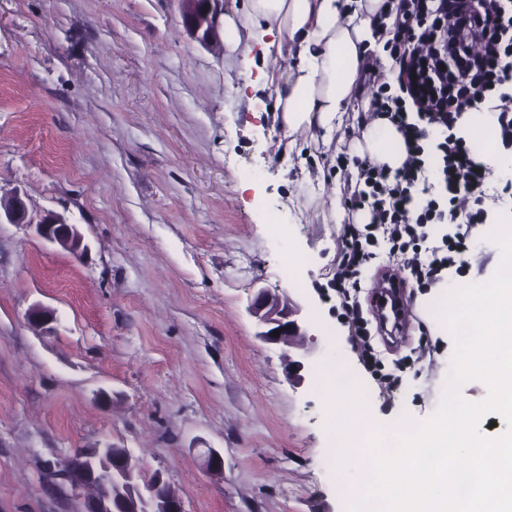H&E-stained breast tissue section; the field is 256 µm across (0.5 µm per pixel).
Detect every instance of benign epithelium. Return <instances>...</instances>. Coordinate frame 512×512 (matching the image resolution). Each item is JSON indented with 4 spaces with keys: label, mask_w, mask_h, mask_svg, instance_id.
Wrapping results in <instances>:
<instances>
[{
    "label": "benign epithelium",
    "mask_w": 512,
    "mask_h": 512,
    "mask_svg": "<svg viewBox=\"0 0 512 512\" xmlns=\"http://www.w3.org/2000/svg\"><path fill=\"white\" fill-rule=\"evenodd\" d=\"M185 25L203 43L220 46L218 27L221 23L222 0H181ZM12 224H28L27 210L21 196L7 201L0 199V220ZM37 234L63 249L83 255L88 250L76 225L55 214H47L36 224ZM252 313L258 321L257 336L269 344L288 345V376L301 384L313 379L311 358L316 350V337L306 307L289 295H272L266 290L257 292ZM28 321L50 325L58 321L56 312L41 306L32 308ZM280 334H274V331ZM48 466L61 467L58 475L63 483L79 493L86 488L95 495L86 499L84 512H184L181 498L160 470L147 475L134 460L133 452L125 453L124 461L112 468V443L104 442L82 448L75 465L60 466L50 460Z\"/></svg>",
    "instance_id": "7a95c632"
}]
</instances>
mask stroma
Instances as JSON below:
<instances>
[{
	"mask_svg": "<svg viewBox=\"0 0 512 512\" xmlns=\"http://www.w3.org/2000/svg\"><path fill=\"white\" fill-rule=\"evenodd\" d=\"M267 69L249 41L194 39L180 0H0V197L21 194L31 220L0 223V512H82L42 463L106 441L163 470L185 512H345L323 396L257 336L261 289L307 298L322 362L377 358L378 423L437 408L454 343L426 330L436 290L406 258L364 264L353 343L330 286L349 146L282 163ZM49 213L78 226L84 255L36 234ZM385 271L411 311L397 340L372 313ZM36 305L54 334L28 323Z\"/></svg>",
	"mask_w": 512,
	"mask_h": 512,
	"instance_id": "35a3bbf8",
	"label": "stroma"
}]
</instances>
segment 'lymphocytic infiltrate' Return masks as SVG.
I'll use <instances>...</instances> for the list:
<instances>
[{
    "instance_id": "lymphocytic-infiltrate-1",
    "label": "lymphocytic infiltrate",
    "mask_w": 512,
    "mask_h": 512,
    "mask_svg": "<svg viewBox=\"0 0 512 512\" xmlns=\"http://www.w3.org/2000/svg\"><path fill=\"white\" fill-rule=\"evenodd\" d=\"M387 41L395 83L364 75L369 111L388 117L404 135L407 158L391 171L358 161L363 188L354 189L352 211L370 213L368 224L347 225L336 279L356 278L386 240L390 254L419 250L432 224L453 225L426 260L414 262L413 278L430 286L455 267L475 225L485 223L483 199L512 198V181L488 186L486 169L473 158L455 128L461 112L492 103L503 147L512 146V0H387ZM439 131L429 141L428 127Z\"/></svg>"
}]
</instances>
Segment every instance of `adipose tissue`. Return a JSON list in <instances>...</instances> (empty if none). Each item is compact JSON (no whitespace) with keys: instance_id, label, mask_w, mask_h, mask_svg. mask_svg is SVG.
<instances>
[{"instance_id":"obj_1","label":"adipose tissue","mask_w":512,"mask_h":512,"mask_svg":"<svg viewBox=\"0 0 512 512\" xmlns=\"http://www.w3.org/2000/svg\"><path fill=\"white\" fill-rule=\"evenodd\" d=\"M384 0H245L242 12L224 15L230 48L241 30H249L266 58L289 53L292 65L278 73L273 118L278 139L294 145L298 135L330 141L359 93L358 80L370 50L388 36L378 18ZM464 136H478L476 161L490 169L504 167L508 154L499 144L494 112L463 113L457 124ZM354 155L390 169L401 168L404 137L390 121L361 118L350 123Z\"/></svg>"}]
</instances>
